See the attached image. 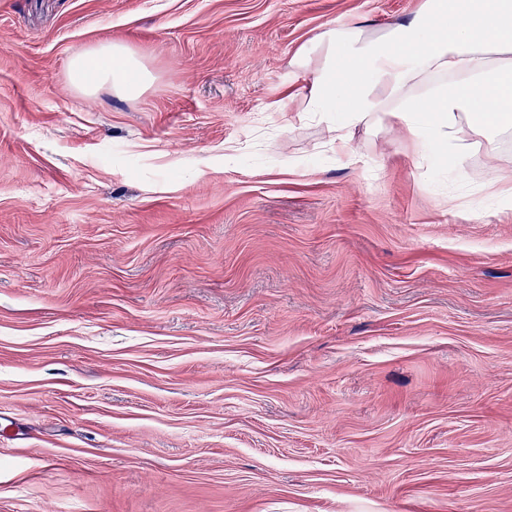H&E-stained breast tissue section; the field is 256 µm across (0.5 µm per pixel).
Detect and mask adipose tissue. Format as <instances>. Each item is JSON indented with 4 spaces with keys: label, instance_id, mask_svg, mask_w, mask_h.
Instances as JSON below:
<instances>
[{
    "label": "adipose tissue",
    "instance_id": "adipose-tissue-1",
    "mask_svg": "<svg viewBox=\"0 0 512 512\" xmlns=\"http://www.w3.org/2000/svg\"><path fill=\"white\" fill-rule=\"evenodd\" d=\"M324 62L312 75L305 109L335 125L336 153L346 167L359 157L353 128L391 115L413 136L421 158L437 153L464 167L458 135L468 117L484 135L512 127V0H424L410 20L375 36L355 26L328 28L313 39ZM72 83L92 92L139 93L148 73L108 44L70 63ZM426 86L417 94V86Z\"/></svg>",
    "mask_w": 512,
    "mask_h": 512
}]
</instances>
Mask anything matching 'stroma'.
I'll use <instances>...</instances> for the list:
<instances>
[{
  "label": "stroma",
  "instance_id": "obj_1",
  "mask_svg": "<svg viewBox=\"0 0 512 512\" xmlns=\"http://www.w3.org/2000/svg\"><path fill=\"white\" fill-rule=\"evenodd\" d=\"M420 3L0 0V512H512V130L301 114ZM90 60L101 61L91 69ZM71 82L87 92L109 85L120 95L139 93L149 82V74L117 45H102L98 49L79 55L70 63Z\"/></svg>",
  "mask_w": 512,
  "mask_h": 512
}]
</instances>
